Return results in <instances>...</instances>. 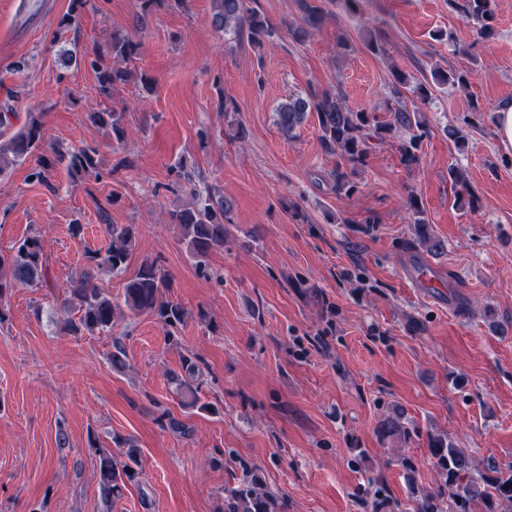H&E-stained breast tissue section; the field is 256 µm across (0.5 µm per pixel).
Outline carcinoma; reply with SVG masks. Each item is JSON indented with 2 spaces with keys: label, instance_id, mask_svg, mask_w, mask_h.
<instances>
[{
  "label": "carcinoma",
  "instance_id": "carcinoma-1",
  "mask_svg": "<svg viewBox=\"0 0 512 512\" xmlns=\"http://www.w3.org/2000/svg\"><path fill=\"white\" fill-rule=\"evenodd\" d=\"M246 0H211L210 24L218 32L236 36L246 30L256 42H263L274 36L275 31L266 19L245 6ZM492 0H463L453 8L479 25L477 34L486 39L493 33L494 14ZM87 0H70L68 12L62 17L65 27L80 30L82 13ZM302 25L291 31V36L301 40L318 29L325 10L317 0H303ZM138 43L125 37L112 39V59L98 54L91 60L96 74L98 94L104 98L112 96L119 85L126 84L132 71L117 65L116 60L127 61L136 54ZM394 76V97L401 98V90L412 92L421 102L431 99V84H467V76L453 70H435L433 83L420 80L396 71ZM315 111L325 149L336 153L341 161L357 169L366 164L369 156V140L382 139L395 129L410 132L409 138L400 143L402 160L412 165L418 162L423 139L429 129L421 113L409 110L403 105L391 109L392 120L382 123L375 113L363 108L346 105L337 95L324 92L311 96L290 95L277 105V124L286 135L292 134L310 111ZM86 118L93 124L106 129L109 138L122 143L127 130L122 114L117 112H88ZM29 159L35 160L31 177L54 188L52 180L57 167L65 162L73 173H95L99 165L98 148L78 146L62 149L58 144L47 145L44 141L42 114L31 112L26 125L6 143L0 145V177L5 172ZM174 185L181 191H189L191 201L185 208L171 212V223L178 228L180 241L189 257L195 261L202 273L208 271V257L228 243L229 231L224 224L226 215L232 209L231 201L214 191L200 192L196 188L198 174L187 163H180L171 169ZM450 177L458 190L454 191V203L475 207V199L469 192L466 180L456 168L450 169ZM410 207L414 210L416 244L424 252L433 253L441 244L431 233L424 211L415 196H409ZM106 232L110 244L104 253L95 252L88 256L89 265L79 277L69 281L64 289V309H76L80 316L76 321L67 322L71 332L92 334L112 327L115 317L123 310L139 315L153 313L167 325L174 326L184 319L183 308L166 298L165 289L171 287L164 270L155 260L145 259L137 272L126 282L123 304L114 302L112 296L98 288L97 280L110 274L121 273L127 268L134 250L135 228L125 224H107ZM45 278V261L42 241L36 236H27L16 242L9 255L0 254V297L16 282L40 284ZM428 452L433 466L442 479L435 493L417 496L418 490L413 477L414 466L410 459L402 460L406 468V480L411 496L415 497V512H512V468L503 470L495 462H487L479 468L468 449L459 447L453 440L440 435L428 437ZM139 454L138 449L129 447L125 452L127 461L118 460L110 449H98V492L107 507L124 496L127 484L136 481L137 472L130 466ZM449 492L450 501H445L444 492ZM222 512H280L278 496L265 488L262 477L252 472L238 484L224 488Z\"/></svg>",
  "mask_w": 512,
  "mask_h": 512
}]
</instances>
